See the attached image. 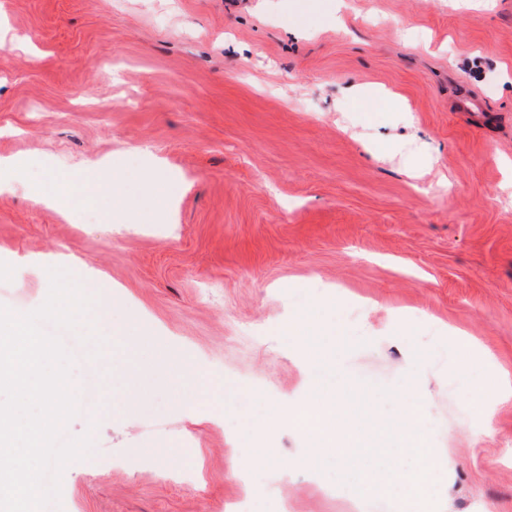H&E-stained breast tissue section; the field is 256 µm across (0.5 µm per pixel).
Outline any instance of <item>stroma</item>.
Masks as SVG:
<instances>
[{"mask_svg":"<svg viewBox=\"0 0 512 512\" xmlns=\"http://www.w3.org/2000/svg\"><path fill=\"white\" fill-rule=\"evenodd\" d=\"M0 155L23 163L0 193V305L37 309L65 262L94 300L123 299L126 335L63 338L83 349L72 388L97 374L101 398L64 428L93 447L50 512H355L313 438L225 429L223 390L185 400L177 364L274 410L310 392L306 355L334 354L376 443L415 350L435 358L429 447L466 418L438 512H512V402L486 414L459 381L512 373V0H0ZM104 159L67 209L43 203ZM159 162L169 204L113 211L123 178L153 201ZM128 391L131 412L112 404ZM183 461L198 484L160 480ZM281 461L278 500L243 494Z\"/></svg>","mask_w":512,"mask_h":512,"instance_id":"35a3bbf8","label":"stroma"}]
</instances>
